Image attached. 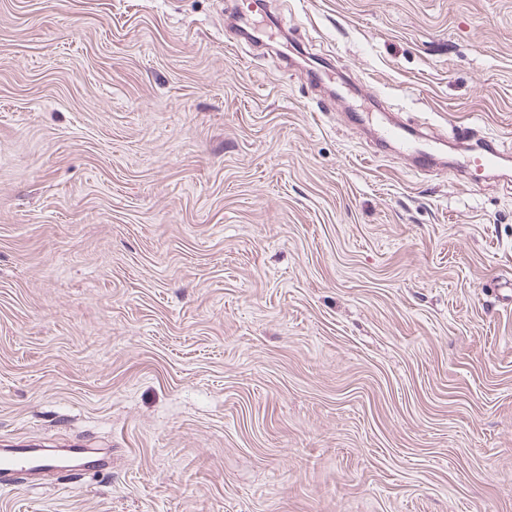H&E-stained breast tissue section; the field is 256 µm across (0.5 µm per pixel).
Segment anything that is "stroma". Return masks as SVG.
I'll return each mask as SVG.
<instances>
[{
    "label": "stroma",
    "instance_id": "1",
    "mask_svg": "<svg viewBox=\"0 0 512 512\" xmlns=\"http://www.w3.org/2000/svg\"><path fill=\"white\" fill-rule=\"evenodd\" d=\"M268 4L0 0V512H512V161L350 122L512 146V0ZM377 140H379V146L381 147H383V143L389 141L399 143L401 147L409 152L410 157L416 163V167L420 170H425L430 166L432 140L426 134L412 132L401 125H396L385 128ZM510 152L492 141H484L477 146H472L462 153L456 161V167L471 186H479L483 183L486 170L498 167L502 161L509 160ZM8 450L3 449L0 454V482L4 486L12 473L20 471H40L46 466L43 464V458L46 454L35 451L29 446L18 443ZM57 465V466H56ZM105 462L103 458L94 454L86 448H72L66 462L60 464L57 462V470L61 474H76L89 471H100L104 468Z\"/></svg>",
    "mask_w": 512,
    "mask_h": 512
}]
</instances>
